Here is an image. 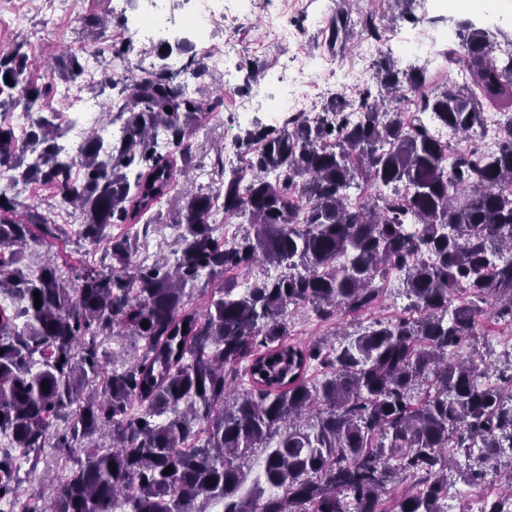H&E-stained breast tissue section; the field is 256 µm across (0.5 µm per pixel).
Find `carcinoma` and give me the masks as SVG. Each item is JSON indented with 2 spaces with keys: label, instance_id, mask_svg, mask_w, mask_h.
<instances>
[{
  "label": "carcinoma",
  "instance_id": "cac0c4a2",
  "mask_svg": "<svg viewBox=\"0 0 512 512\" xmlns=\"http://www.w3.org/2000/svg\"><path fill=\"white\" fill-rule=\"evenodd\" d=\"M460 37L467 86L446 84L409 111L381 106L365 85L312 120L247 129L234 141L259 145L247 166L215 191L184 190L168 215L159 204L186 174L199 115L224 104L185 90L188 72L202 92L205 63L192 56L174 70L163 63L169 48L154 47L160 63L109 81L105 117L72 155L58 143L68 129L54 122L52 88L30 78L22 44L0 51V168L12 173L0 186V435L10 444L0 448V500L18 499L15 449L36 470L59 420L67 427L53 447L82 444L84 457L48 505L23 512H440L447 450L476 446L464 481H484L512 440V397L448 354L475 335L487 299L512 320V120L487 153L453 148L430 124L467 134L484 113L512 109V56L493 57L468 28ZM61 72L82 75L78 54ZM373 79L396 92L432 82L389 61ZM19 106L38 113L21 138L5 121ZM361 181L376 193L353 205L348 191ZM19 182L51 189L90 244L111 224L144 234L175 224L179 256L134 266L138 235L127 234L71 277L52 261L30 276L24 247L38 231L56 234L40 205L17 200ZM219 210L241 219L229 241L216 234ZM257 262L277 274L240 291L224 281ZM390 269L404 273L419 317L376 320L338 348L288 343L292 311H366ZM203 277L211 293L198 306L186 288ZM113 332L142 353L108 374L98 337ZM244 361L249 388L235 394L229 378ZM314 363L329 370L319 384L305 380ZM259 450L246 490L243 468ZM401 474L418 479L416 492L387 510L382 492Z\"/></svg>",
  "mask_w": 512,
  "mask_h": 512
}]
</instances>
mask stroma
<instances>
[{"instance_id":"obj_1","label":"stroma","mask_w":512,"mask_h":512,"mask_svg":"<svg viewBox=\"0 0 512 512\" xmlns=\"http://www.w3.org/2000/svg\"><path fill=\"white\" fill-rule=\"evenodd\" d=\"M305 9L288 16V25L300 33L299 40H286L274 46H265L263 16L276 6L275 0H253L252 16L248 23L236 26L225 22L216 28V41L233 39L246 42V50L238 58L237 82L231 101L212 112L206 113L193 138V163L186 176L179 178L183 187L193 185L217 189L224 180V172L217 159L224 153V144L254 124L272 126L273 120L264 112L252 113L249 119L238 117L236 101L248 99L255 88H262L269 100L279 99L282 94L280 66H287L289 75H296L305 56H331L346 70L362 73L364 65L360 60V45L365 39L362 22L373 19L379 37L374 45V61L390 58L398 69L407 71L415 66L405 46L423 26H430L442 40L443 56L428 68L437 83L462 84L463 78L457 72L450 58L460 50L458 30L460 23H469L472 29L484 32L490 44L512 40V8L494 0L491 10L475 11L467 7L453 13L443 14L436 23H429L425 15L423 0H343L336 15L340 23L337 40H330V29L314 21L319 6L318 0H304ZM136 0H128L124 9L112 7V0H54L53 6H46L43 0H31L23 21H14L12 15L0 20V50L8 49L16 41H23L25 52L34 60L33 76L41 82L52 83L57 93L68 91L55 68L67 48L78 45L86 34L84 20L90 16L103 18L107 22L104 37L96 44V56H83L82 64L87 73L78 78L75 85L81 88L83 100L91 112L105 103L106 95L97 91L96 82L103 74H124L126 68L141 63L147 57L146 46L132 45L125 40L122 32L128 18L136 11ZM89 116L77 118L76 127L68 134L69 142H79L90 126ZM21 203L47 205V215L53 224L61 228L62 236L55 244L49 245L36 239L29 243L22 268L24 272L36 274L45 259L52 254L72 255L74 260H99L105 250L104 244L90 245L78 242L75 236L77 221L70 208L52 205L47 187L32 184L19 188ZM178 233L166 224L152 225L146 236L140 237L138 249L133 257L135 264L151 266L173 261L177 256ZM378 301L365 313H341L330 320L316 316L312 308L298 309L289 324L288 341L306 345L316 341L340 344L347 334L370 325L376 319H395L409 314L410 306L401 278L393 272L377 277ZM512 333V322L495 314L493 303L483 306L479 318V335L471 352L480 362L488 381H498L502 371L512 368V346L507 343ZM80 448L72 449L69 457H62L58 450L45 448L43 461L36 473L24 477L20 487L22 501L38 497L48 502L56 489L66 480L74 458L83 456Z\"/></svg>"}]
</instances>
